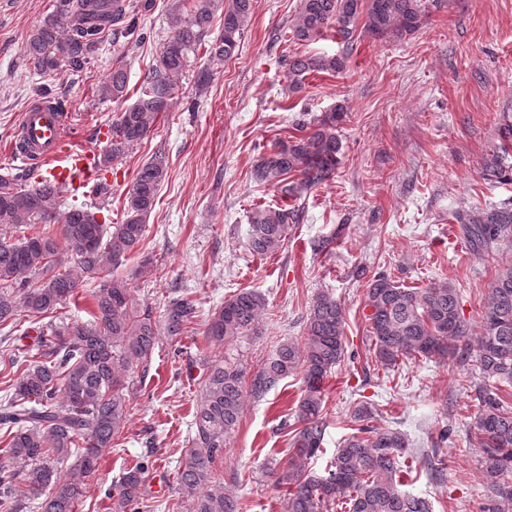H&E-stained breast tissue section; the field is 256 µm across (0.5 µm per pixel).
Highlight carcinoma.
Segmentation results:
<instances>
[{
	"mask_svg": "<svg viewBox=\"0 0 512 512\" xmlns=\"http://www.w3.org/2000/svg\"><path fill=\"white\" fill-rule=\"evenodd\" d=\"M130 0H59L56 10L28 35L27 61L37 74L65 65L82 70L100 50L103 34L119 29L129 17ZM224 9V30L208 44L212 59L231 58L252 15L253 0H172V30L153 59L137 99L112 121L110 149L102 165L123 157L170 110L190 62L208 36L214 13ZM422 0H300L292 24L296 41L310 42L333 31L338 42L354 41L357 23L374 38L401 41L425 23ZM347 52L329 55L294 53L287 58L289 89L296 92L308 76L336 75L346 68ZM103 100L125 101L128 76L112 67L98 87ZM345 119L343 106L304 119L296 133L278 139L261 156L253 175L281 193L282 204L253 211L248 247L257 256L272 255L286 242L296 220L288 200L331 180L338 169L342 143L336 134ZM499 143L485 176L512 183V123L499 127ZM168 174L165 154L157 152L138 170L125 195V219L107 228L84 207L59 210L66 193L60 186H29L7 172L0 174V330L15 328L24 318L42 323L37 352L0 359V372H20L12 393L0 405L7 425L0 450V509L18 512L17 488L25 486L37 512H79L84 478L97 470L101 453L120 445L130 415L126 394L134 374L147 367L159 336L172 340L187 332L196 317L188 297L170 299L162 324L150 308L139 306L127 280L112 277L92 289L94 311L86 321L63 326L53 313L83 283L101 275L140 250L147 218ZM454 218L473 252L491 253L512 239V205H492L456 212ZM28 233L14 238L18 229ZM75 252V264L62 260V246ZM265 306L261 294L243 289L214 309L204 337L213 357L206 363L202 396L193 415L190 448L176 470L178 494L192 512H239L237 496L215 477L214 464L235 432L245 394H265L281 380L303 373L296 428L284 465L271 471L288 488V512H433L431 501L401 489L413 471L409 462L444 476L437 466L439 449L414 456L409 441L396 429L368 425L372 409L361 404L353 417L362 426L343 442L324 473L309 468L323 452L324 384L345 355L343 307L329 292L316 295L306 315L303 344H280L246 382L245 369L224 347L257 334ZM365 330L373 358L385 370L416 358L460 357V346L472 339L460 295L449 283L406 287L384 274L367 282ZM474 385L477 411L474 429L481 453L486 492L483 512L512 507V264L497 269L481 302ZM76 456L68 469L62 465ZM145 464L126 472L108 497L120 509L140 512Z\"/></svg>",
	"mask_w": 512,
	"mask_h": 512,
	"instance_id": "cac0c4a2",
	"label": "carcinoma"
}]
</instances>
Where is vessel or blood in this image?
<instances>
[{
  "label": "vessel or blood",
  "mask_w": 512,
  "mask_h": 512,
  "mask_svg": "<svg viewBox=\"0 0 512 512\" xmlns=\"http://www.w3.org/2000/svg\"><path fill=\"white\" fill-rule=\"evenodd\" d=\"M69 115L57 103L36 100L28 104L18 123L11 151L40 168L42 181L82 193L102 177L98 154L73 143Z\"/></svg>",
  "instance_id": "vessel-or-blood-1"
}]
</instances>
